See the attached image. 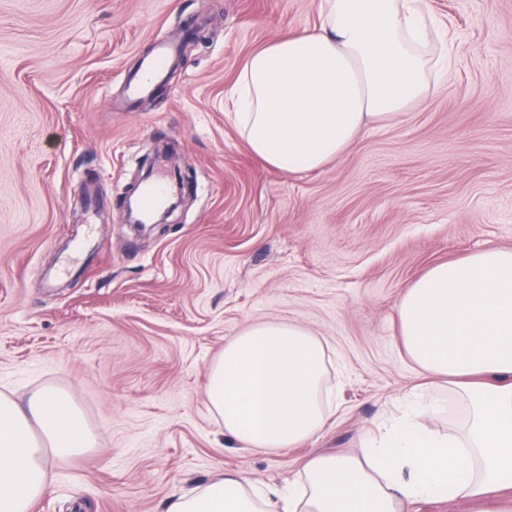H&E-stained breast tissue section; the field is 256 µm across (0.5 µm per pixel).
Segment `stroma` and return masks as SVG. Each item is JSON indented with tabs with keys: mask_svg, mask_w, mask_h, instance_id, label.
Returning <instances> with one entry per match:
<instances>
[{
	"mask_svg": "<svg viewBox=\"0 0 512 512\" xmlns=\"http://www.w3.org/2000/svg\"><path fill=\"white\" fill-rule=\"evenodd\" d=\"M319 0H0V391L64 392L96 442L31 512H167L221 470L281 487L422 389L396 308L431 267L512 249V0H428L450 68L421 107L313 171L274 169L224 110L254 48ZM165 77L126 82L158 43ZM168 150L189 186L135 230L124 198ZM297 324L335 366L322 431L275 452L225 435L208 370L246 325Z\"/></svg>",
	"mask_w": 512,
	"mask_h": 512,
	"instance_id": "stroma-1",
	"label": "stroma"
}]
</instances>
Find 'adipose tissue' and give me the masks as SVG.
<instances>
[{
  "mask_svg": "<svg viewBox=\"0 0 512 512\" xmlns=\"http://www.w3.org/2000/svg\"><path fill=\"white\" fill-rule=\"evenodd\" d=\"M436 24L427 0H320L312 29L268 41L241 68L229 110L250 150L278 170H315L363 130L422 106L448 70L427 49ZM397 317L428 385L468 401L462 432L439 434L423 412L309 459L288 490L228 471L169 512H411L425 500L484 512L488 499L512 512V250L435 265ZM327 349L296 324L242 329L208 372L225 434L266 451L315 435L330 412ZM92 443L66 394L46 389L23 406L0 392V512H31L50 463Z\"/></svg>",
  "mask_w": 512,
  "mask_h": 512,
  "instance_id": "obj_1",
  "label": "adipose tissue"
}]
</instances>
